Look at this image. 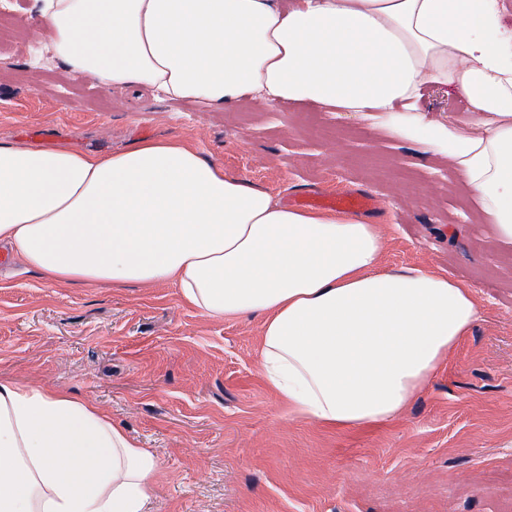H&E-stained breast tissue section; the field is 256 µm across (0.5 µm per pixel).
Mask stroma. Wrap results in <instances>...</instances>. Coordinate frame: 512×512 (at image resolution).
Segmentation results:
<instances>
[{
	"label": "stroma",
	"mask_w": 512,
	"mask_h": 512,
	"mask_svg": "<svg viewBox=\"0 0 512 512\" xmlns=\"http://www.w3.org/2000/svg\"><path fill=\"white\" fill-rule=\"evenodd\" d=\"M34 0L0 44V141L108 155L181 138L272 191L374 195L386 268L472 289L480 318L396 418L361 428L292 415L260 366L263 319H217L170 283L121 288L0 266V380L98 403L159 462L148 512H512V244L442 157L353 113L244 100L213 112L108 91L55 62Z\"/></svg>",
	"instance_id": "1"
}]
</instances>
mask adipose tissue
<instances>
[{"instance_id": "obj_1", "label": "adipose tissue", "mask_w": 512, "mask_h": 512, "mask_svg": "<svg viewBox=\"0 0 512 512\" xmlns=\"http://www.w3.org/2000/svg\"><path fill=\"white\" fill-rule=\"evenodd\" d=\"M54 58L101 85L222 111L244 94L361 114L445 156L512 243V28L504 0H35ZM467 118L435 120L424 89ZM41 277L173 283L215 318L263 317L261 367L292 414H399L480 317L470 288L385 269L378 225L294 209L182 140L109 155L0 142V245ZM157 460L96 402L0 381V512H146ZM419 106L437 119L445 118L448 113H453L461 119L467 115L465 103L449 89L448 93L447 90L426 89Z\"/></svg>"}]
</instances>
